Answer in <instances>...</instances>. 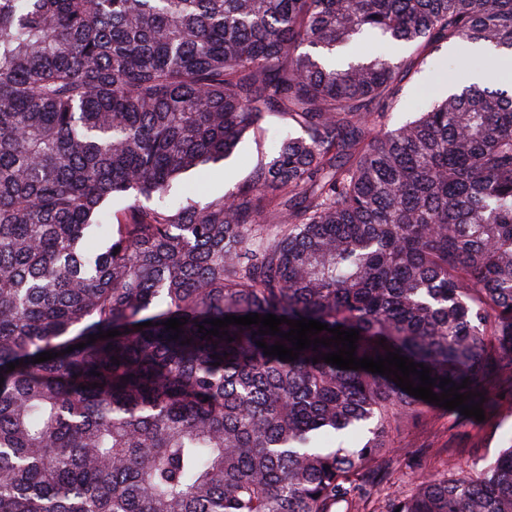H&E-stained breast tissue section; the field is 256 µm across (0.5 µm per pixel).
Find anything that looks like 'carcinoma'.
Segmentation results:
<instances>
[{
  "label": "carcinoma",
  "instance_id": "obj_1",
  "mask_svg": "<svg viewBox=\"0 0 512 512\" xmlns=\"http://www.w3.org/2000/svg\"><path fill=\"white\" fill-rule=\"evenodd\" d=\"M460 42L512 51V0H0V512H512V437L374 499L393 433L435 404L312 362L333 346L281 361L257 325L198 333L355 329V357L467 378L499 411L512 83L450 67L394 126L406 64L345 53L422 65ZM268 118L292 133L247 181L165 201Z\"/></svg>",
  "mask_w": 512,
  "mask_h": 512
}]
</instances>
